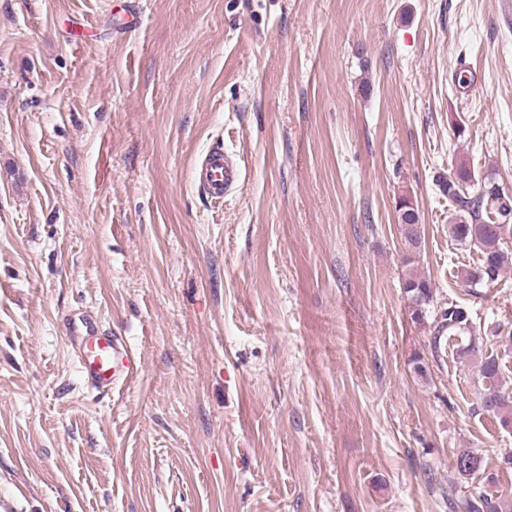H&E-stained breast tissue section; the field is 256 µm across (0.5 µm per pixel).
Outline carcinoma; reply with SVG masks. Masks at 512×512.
I'll return each instance as SVG.
<instances>
[{"instance_id":"cac0c4a2","label":"carcinoma","mask_w":512,"mask_h":512,"mask_svg":"<svg viewBox=\"0 0 512 512\" xmlns=\"http://www.w3.org/2000/svg\"><path fill=\"white\" fill-rule=\"evenodd\" d=\"M473 175L465 164H460L455 171L440 182L443 193L448 195L459 210L448 225L450 237L457 243L479 250L480 262L477 267L462 273L465 283L471 287L495 283L512 268V252L505 244L512 237V195H493L487 191L476 195L470 192ZM401 224L419 223L418 210L411 200L403 197L398 205ZM407 254L405 263L411 265L420 252L422 232H411L404 237ZM404 292L412 304V318L422 322L430 312L433 304V287L431 282L410 272L403 281ZM473 325L466 307L450 302L448 307L440 311V316L434 319V330L430 340L431 351L439 353L444 336H453L467 340L460 345L459 355L465 357L476 353V341L472 337ZM477 379L482 387L479 392L481 410L499 418L504 428H512V385L508 386L501 378L500 364L496 358L487 356L481 358L478 364ZM470 461V465L461 467L455 465L458 475L473 476L483 469V457L471 449H462L456 455V461ZM456 486L448 483V500L454 509L462 512H479V508L487 512H498V506L488 499L478 501L471 498L455 499Z\"/></svg>"}]
</instances>
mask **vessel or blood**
Segmentation results:
<instances>
[{"mask_svg": "<svg viewBox=\"0 0 512 512\" xmlns=\"http://www.w3.org/2000/svg\"><path fill=\"white\" fill-rule=\"evenodd\" d=\"M242 175L241 165L227 159L220 145L213 146L196 169L199 187L213 199L233 190ZM69 329L81 376L91 390L103 396L112 394L140 373L141 358L123 337L102 331L86 317L70 319Z\"/></svg>", "mask_w": 512, "mask_h": 512, "instance_id": "vessel-or-blood-1", "label": "vessel or blood"}]
</instances>
